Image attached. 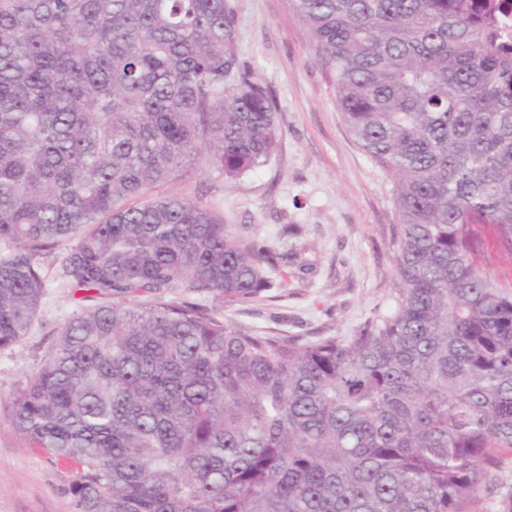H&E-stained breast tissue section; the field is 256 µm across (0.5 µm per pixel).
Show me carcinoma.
Wrapping results in <instances>:
<instances>
[{
    "mask_svg": "<svg viewBox=\"0 0 512 512\" xmlns=\"http://www.w3.org/2000/svg\"><path fill=\"white\" fill-rule=\"evenodd\" d=\"M392 177L401 281L350 336H255L276 257L164 188L268 165L281 127L228 0H0V347L61 242L72 317L13 403L76 512H476L512 456V42L502 0H287ZM143 294L146 300L128 297ZM482 231V249L480 258L484 268L498 278L502 283L509 286L512 284V256L501 252L496 245L493 235L489 231Z\"/></svg>",
    "mask_w": 512,
    "mask_h": 512,
    "instance_id": "obj_1",
    "label": "carcinoma"
}]
</instances>
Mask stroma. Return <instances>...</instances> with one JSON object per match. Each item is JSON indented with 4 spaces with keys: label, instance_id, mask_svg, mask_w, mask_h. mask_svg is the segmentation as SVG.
I'll return each instance as SVG.
<instances>
[{
    "label": "stroma",
    "instance_id": "obj_1",
    "mask_svg": "<svg viewBox=\"0 0 512 512\" xmlns=\"http://www.w3.org/2000/svg\"><path fill=\"white\" fill-rule=\"evenodd\" d=\"M238 55L271 91L282 130L275 157L233 183L204 173L173 192L223 215L278 257L270 296L240 304L211 295L202 304L259 335L348 336L388 313L399 276V224L388 173L354 141L336 105L335 78L321 65L287 0H229ZM288 224L297 233L285 232ZM67 243L41 257L45 288L29 331L0 348V512H76V466L29 447L11 422L15 398L68 320L81 292L60 285Z\"/></svg>",
    "mask_w": 512,
    "mask_h": 512
}]
</instances>
